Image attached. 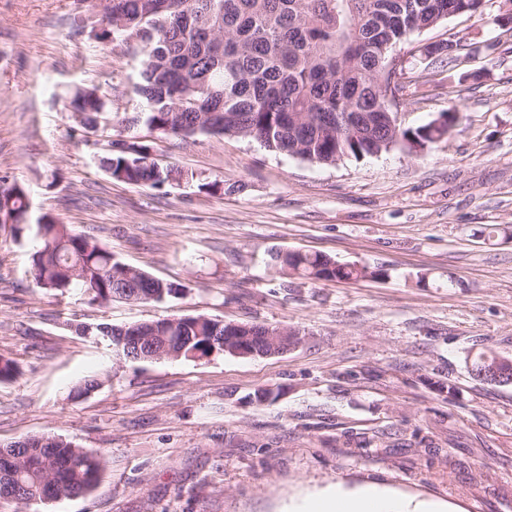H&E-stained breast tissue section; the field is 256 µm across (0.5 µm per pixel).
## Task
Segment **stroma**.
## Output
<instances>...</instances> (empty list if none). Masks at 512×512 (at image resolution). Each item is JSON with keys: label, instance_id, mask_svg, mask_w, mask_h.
Here are the masks:
<instances>
[{"label": "stroma", "instance_id": "35a3bbf8", "mask_svg": "<svg viewBox=\"0 0 512 512\" xmlns=\"http://www.w3.org/2000/svg\"><path fill=\"white\" fill-rule=\"evenodd\" d=\"M512 0L448 19L426 41H461L452 66L422 71L411 45L398 107L415 128L456 110L451 133L333 165L274 153L251 138L162 136L125 117L144 56L102 43V16L73 0H0V177L127 264L184 285L162 302L88 304L53 296L30 273L34 232L0 226V444L62 436L101 455L86 496L39 512H290L309 492L375 484L449 512H512V384L485 382L471 358H512ZM99 87L111 130H87L67 103ZM220 180L158 188L110 179L109 139ZM272 250L371 268L352 282L308 283L267 265ZM203 315L300 331L270 357L116 360L76 333ZM101 386L70 392L88 376ZM271 396L258 400L261 391Z\"/></svg>", "mask_w": 512, "mask_h": 512}]
</instances>
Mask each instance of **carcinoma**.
<instances>
[{"label": "carcinoma", "instance_id": "obj_1", "mask_svg": "<svg viewBox=\"0 0 512 512\" xmlns=\"http://www.w3.org/2000/svg\"><path fill=\"white\" fill-rule=\"evenodd\" d=\"M123 27L105 24L96 38L125 43L140 35L144 67L136 84L141 111L128 126L147 124L163 135L254 134L268 149L309 162L332 165L344 158L377 156L395 148L409 150L437 142L432 125L402 124L397 98L405 66L396 48L448 19L466 3L467 15L480 12L482 0H113ZM425 68L456 61L448 42L433 43ZM69 106L80 111L79 124L96 128L108 102L71 90ZM109 177L159 187L193 182L196 176L149 157L148 147L122 139L110 142L97 158ZM0 214L12 221L20 238L36 226L39 248L32 255L37 285L61 295L73 285L89 302L105 306L115 298L161 302L183 294V286L156 278L118 259L94 238L77 233L44 214L30 220L27 190L0 178ZM271 261L311 282L357 280L365 265L339 264L322 254L275 253ZM279 326L228 324L205 316L157 320L153 333L177 336L186 346L181 358L224 351V337H240L249 353L266 349L263 332ZM75 332L118 345L123 328L106 322L80 323ZM503 360L479 353L473 371ZM102 458L67 439L29 436L24 447H0V488L20 483L21 502L11 512L89 493L98 483Z\"/></svg>", "mask_w": 512, "mask_h": 512}]
</instances>
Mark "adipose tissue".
Masks as SVG:
<instances>
[{
  "instance_id": "obj_1",
  "label": "adipose tissue",
  "mask_w": 512,
  "mask_h": 512,
  "mask_svg": "<svg viewBox=\"0 0 512 512\" xmlns=\"http://www.w3.org/2000/svg\"><path fill=\"white\" fill-rule=\"evenodd\" d=\"M299 512H444L439 504L410 501L375 486L329 488L304 501Z\"/></svg>"
}]
</instances>
